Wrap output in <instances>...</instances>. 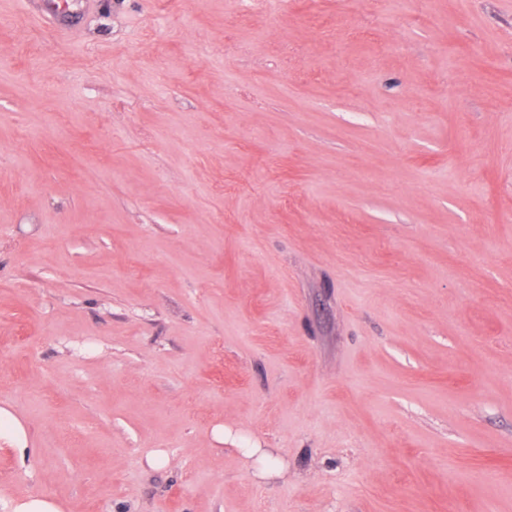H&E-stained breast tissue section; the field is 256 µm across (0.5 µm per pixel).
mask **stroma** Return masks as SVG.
<instances>
[{
    "label": "stroma",
    "instance_id": "35a3bbf8",
    "mask_svg": "<svg viewBox=\"0 0 512 512\" xmlns=\"http://www.w3.org/2000/svg\"><path fill=\"white\" fill-rule=\"evenodd\" d=\"M0 407V512H512V0H0ZM0 442L24 454L28 446L25 425L7 408H0ZM60 507L45 496H27L14 506V512H60Z\"/></svg>",
    "mask_w": 512,
    "mask_h": 512
}]
</instances>
